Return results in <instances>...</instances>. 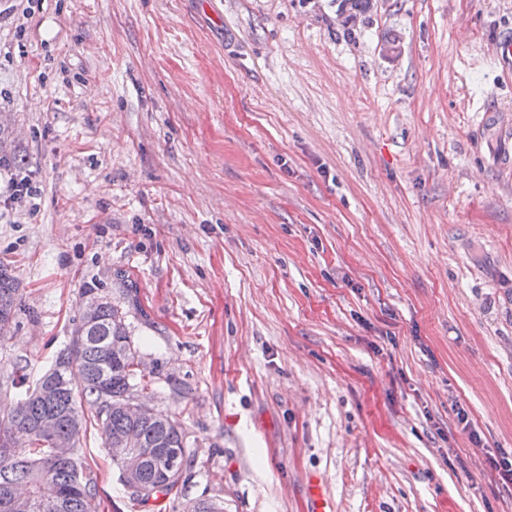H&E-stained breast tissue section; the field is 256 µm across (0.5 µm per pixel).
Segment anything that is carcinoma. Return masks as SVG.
Returning <instances> with one entry per match:
<instances>
[{"mask_svg": "<svg viewBox=\"0 0 512 512\" xmlns=\"http://www.w3.org/2000/svg\"><path fill=\"white\" fill-rule=\"evenodd\" d=\"M371 0H341L347 31L371 9ZM85 294L97 301L94 323L79 326V339L60 352L52 367L26 391L23 404L0 418V502L15 489L25 490L10 512H97L95 482L83 474L76 454L80 435L91 417L104 429L110 448H130L119 464L120 482L133 481L130 497L140 503L167 496L178 486L184 470L171 471L165 457L186 452L179 425L160 411L139 416L127 409L134 400V380L140 373L137 352L119 310L95 289ZM18 289L0 265V331L17 312ZM56 419L53 436L38 431L39 422ZM57 486L59 499L42 506L45 484Z\"/></svg>", "mask_w": 512, "mask_h": 512, "instance_id": "carcinoma-1", "label": "carcinoma"}]
</instances>
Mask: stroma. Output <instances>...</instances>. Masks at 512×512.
Returning <instances> with one entry per match:
<instances>
[{
  "mask_svg": "<svg viewBox=\"0 0 512 512\" xmlns=\"http://www.w3.org/2000/svg\"><path fill=\"white\" fill-rule=\"evenodd\" d=\"M0 0V416L84 289L124 316L183 428L137 504L96 422L99 512H512V74L475 69L512 0ZM391 54H384L387 42ZM27 367L25 383L14 375ZM19 288H15V280L8 270L0 265V331L3 326L11 323L17 312V295Z\"/></svg>",
  "mask_w": 512,
  "mask_h": 512,
  "instance_id": "1",
  "label": "stroma"
}]
</instances>
